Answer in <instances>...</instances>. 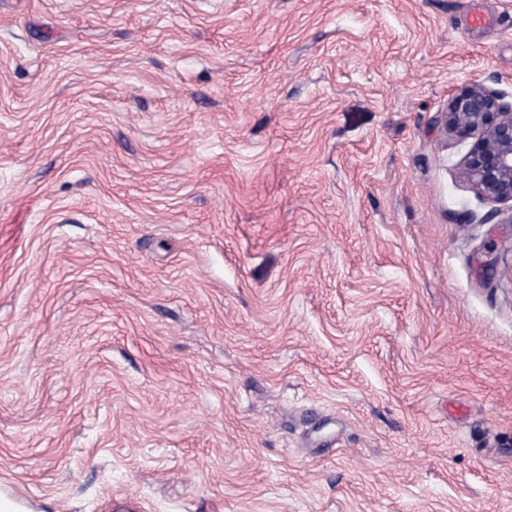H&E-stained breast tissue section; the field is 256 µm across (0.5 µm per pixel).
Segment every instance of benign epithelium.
<instances>
[{
    "label": "benign epithelium",
    "mask_w": 512,
    "mask_h": 512,
    "mask_svg": "<svg viewBox=\"0 0 512 512\" xmlns=\"http://www.w3.org/2000/svg\"><path fill=\"white\" fill-rule=\"evenodd\" d=\"M445 126L457 138L473 140L461 175L478 197L512 202V103L483 84L472 85L448 101Z\"/></svg>",
    "instance_id": "benign-epithelium-1"
}]
</instances>
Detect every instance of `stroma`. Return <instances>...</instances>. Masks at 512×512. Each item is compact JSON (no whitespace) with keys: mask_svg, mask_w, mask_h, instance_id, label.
<instances>
[{"mask_svg":"<svg viewBox=\"0 0 512 512\" xmlns=\"http://www.w3.org/2000/svg\"><path fill=\"white\" fill-rule=\"evenodd\" d=\"M475 83L512 0H0V497L512 512Z\"/></svg>","mask_w":512,"mask_h":512,"instance_id":"35a3bbf8","label":"stroma"}]
</instances>
